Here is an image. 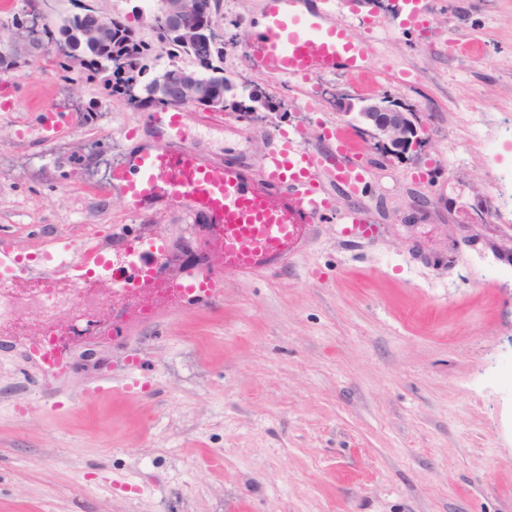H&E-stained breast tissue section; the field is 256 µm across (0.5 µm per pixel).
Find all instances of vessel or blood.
<instances>
[{
  "mask_svg": "<svg viewBox=\"0 0 512 512\" xmlns=\"http://www.w3.org/2000/svg\"><path fill=\"white\" fill-rule=\"evenodd\" d=\"M299 2L263 0L265 29L247 32L244 40L248 62L285 81L338 72L362 76L363 49L333 16L339 5L355 11V0H315L305 11L299 10ZM431 5L432 0H397L402 27L420 29ZM146 118L160 128V136L124 154L112 169L110 189L137 217L148 216L160 205L179 208L193 221L206 218L203 259L169 280L161 264L169 250L164 237L137 235L79 244L58 234L33 256L1 247L0 280L16 282L33 274L51 280L65 271L74 279L131 294L164 285L177 299L210 307L223 300L228 277L245 281L261 270L277 271L303 243L309 227L332 215L334 205L321 184L323 172L335 173L356 193L367 182L365 168L353 161L356 145L338 128L328 132L331 145L323 153L306 146L299 132L277 131L279 145L265 155L264 177L257 180L243 165L213 164L184 145L183 110L150 112ZM340 222L346 235L367 241L378 235L364 209L345 213ZM32 358L46 384L69 366L66 350L52 339L36 344Z\"/></svg>",
  "mask_w": 512,
  "mask_h": 512,
  "instance_id": "b4317fda",
  "label": "vessel or blood"
}]
</instances>
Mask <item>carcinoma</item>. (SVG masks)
Wrapping results in <instances>:
<instances>
[{
    "label": "carcinoma",
    "mask_w": 512,
    "mask_h": 512,
    "mask_svg": "<svg viewBox=\"0 0 512 512\" xmlns=\"http://www.w3.org/2000/svg\"><path fill=\"white\" fill-rule=\"evenodd\" d=\"M168 7L175 15L162 19L154 18L149 23L157 43L168 48L171 59L197 57L185 36L174 37L172 25L179 24L186 30L205 29L213 31L217 47L216 55L224 56V0H169ZM42 21L37 42H51L56 32L64 29L74 32L78 37L82 32L94 26L105 25L112 31L110 45H100L96 49L97 59L89 63V71L94 74L105 73L106 87L112 94L122 96L136 107L153 103L167 108H183L189 105L181 93L180 82L192 80L202 85L207 91L231 90L232 84L224 77V68L199 64V69L189 71L177 64L156 75L146 82L144 59L151 51V44L141 39L135 30L118 17L100 18L96 16L94 4L86 3L83 13L72 14L61 19L57 24L46 14L24 12L13 18V26L22 28L30 20Z\"/></svg>",
    "instance_id": "obj_1"
}]
</instances>
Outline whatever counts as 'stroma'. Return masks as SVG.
<instances>
[{
    "mask_svg": "<svg viewBox=\"0 0 512 512\" xmlns=\"http://www.w3.org/2000/svg\"><path fill=\"white\" fill-rule=\"evenodd\" d=\"M364 81L423 116L430 135L401 158L375 149L335 92L350 77L285 83L224 47L233 85L287 99L284 112L204 116L183 141L260 177L281 128L323 147L324 127L360 146L361 196L324 177L337 213L365 207L375 240L328 218L286 267L229 280L222 303H190L137 335L97 339L90 320L54 394L30 342L0 334V512H512V222H491L492 190L512 194V0H437L425 30L373 0ZM0 71V239L35 252L54 234L108 240L153 229L184 266L203 249L178 210L152 222L107 192L112 167L155 131L144 110L80 69ZM76 123L43 128V107ZM486 115L474 133V113ZM492 139L494 152L483 142ZM431 164L426 178L418 168ZM145 360L150 389L122 385ZM111 380L109 394L97 393Z\"/></svg>",
    "mask_w": 512,
    "mask_h": 512,
    "instance_id": "obj_1",
    "label": "stroma"
}]
</instances>
